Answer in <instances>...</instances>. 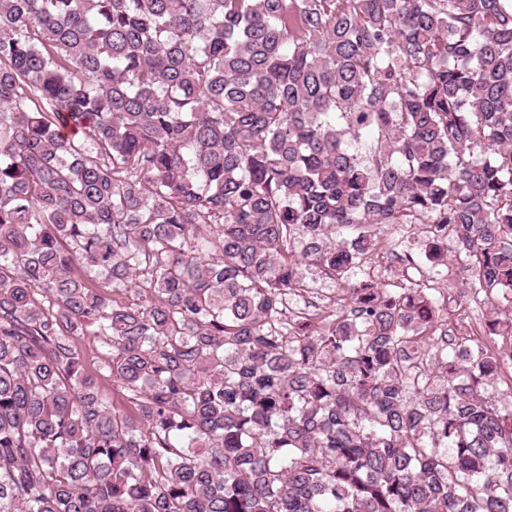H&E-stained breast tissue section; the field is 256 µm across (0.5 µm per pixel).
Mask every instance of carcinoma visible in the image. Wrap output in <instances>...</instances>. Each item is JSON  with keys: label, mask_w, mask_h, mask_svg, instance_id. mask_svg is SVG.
<instances>
[{"label": "carcinoma", "mask_w": 512, "mask_h": 512, "mask_svg": "<svg viewBox=\"0 0 512 512\" xmlns=\"http://www.w3.org/2000/svg\"><path fill=\"white\" fill-rule=\"evenodd\" d=\"M448 234L512 309V0H0V512H512ZM421 224H403V226L378 225L373 230L378 233L379 244L376 249L369 255L368 261L375 266V272L380 276L382 281H388L390 272L386 271L388 264L392 262L399 266L396 261L390 260V252L396 251L400 255H412L414 264L408 268V275L412 280H421L428 273V267L422 263V250L418 244L421 237ZM395 254V253H394ZM459 263L460 260L457 251L448 245V269L444 266L438 267L437 269L441 270V273L445 275L443 278L446 279L449 292L446 288L441 289L444 293L445 300L447 298L446 294L448 293V296L456 298L462 305L459 306L455 303L448 304L447 314L442 317L443 322H441V327L443 330H448V336H456L457 341L459 342L465 341L462 340V337L468 339L466 345L471 344L474 347L475 342L484 345L487 343L485 336L486 323L493 315H495L494 312H500L497 309L499 304L496 301L493 303L487 301L486 307L483 311H474L470 305L468 294H463L466 288L462 283H464L465 280H463L461 276L455 274V269ZM462 322H465L466 324L468 322L471 323V325L474 326V329L470 330L468 325L463 324ZM306 281L310 292L303 293L301 297H294L292 306L310 310L311 313H323V310L329 311V309H325L329 302L327 297H332L334 290L324 275L318 268L310 266L306 270ZM76 345L83 354L86 371L94 378L101 396L111 407L114 405L118 409L131 410L122 387L112 381V375L101 369V361L105 357L96 339L92 336H80Z\"/></svg>", "instance_id": "cac0c4a2"}]
</instances>
